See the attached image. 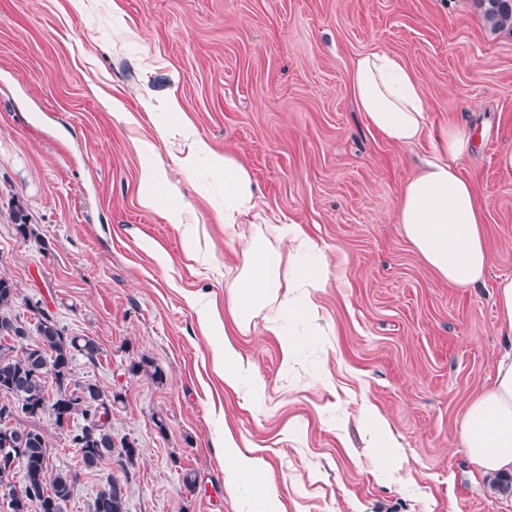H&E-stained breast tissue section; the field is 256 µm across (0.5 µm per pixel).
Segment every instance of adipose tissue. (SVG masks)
Here are the masks:
<instances>
[{"label":"adipose tissue","instance_id":"1","mask_svg":"<svg viewBox=\"0 0 512 512\" xmlns=\"http://www.w3.org/2000/svg\"><path fill=\"white\" fill-rule=\"evenodd\" d=\"M350 91L366 125L386 141L409 146L430 140L432 158L401 191L397 222L406 239L437 276L458 288L480 284L490 265L483 229L484 215L474 188L460 173L461 161L473 148L469 132L456 125L433 128L424 94L416 79L384 50L367 52L354 63ZM176 132L188 143L177 160L184 177H191L199 155L212 157L228 196L224 221L239 223L255 205L250 172L233 159L212 154L191 123ZM269 233L288 239L289 250L268 246L264 238L242 248V267L227 285V305L238 328H247L254 313L279 303L286 315H312V296L324 288L329 265L313 256L300 225H272ZM467 457L490 475L512 474V350L498 361L493 384L469 406L459 430ZM226 473L233 484L247 487L264 512H275V493L263 462L243 453L232 435L224 437Z\"/></svg>","mask_w":512,"mask_h":512}]
</instances>
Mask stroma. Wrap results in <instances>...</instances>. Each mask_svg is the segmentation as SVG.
Instances as JSON below:
<instances>
[{
    "label": "stroma",
    "instance_id": "obj_1",
    "mask_svg": "<svg viewBox=\"0 0 512 512\" xmlns=\"http://www.w3.org/2000/svg\"><path fill=\"white\" fill-rule=\"evenodd\" d=\"M377 49L415 76L433 126L472 131L461 170L491 255L476 287L441 281L396 222L429 144L397 146L366 126L352 66ZM170 96L180 113L162 108ZM186 120L249 170L258 199L239 224L220 220L224 179L208 159L192 179L178 172L169 130ZM509 151L512 32L491 31L474 0H0V275L18 288L11 312L30 322L40 303L68 335L99 344L74 378L121 394L112 432L141 451L125 470L113 459L83 469L43 415L53 469L78 474L63 512H90L111 476L127 512H245L243 489L225 477L228 433L263 460L280 512H512V493L458 442L504 342L494 288L512 276V170L499 163ZM159 163L168 183L142 186L141 167ZM172 181L201 256L140 203L170 198ZM17 204L35 237L17 234ZM265 217L301 225L330 263L316 320L288 323L289 366L267 330L279 306L242 331L224 296L225 269L239 267ZM200 305L225 336L207 335ZM227 341L256 372L247 392L214 366ZM134 361L144 364L135 374ZM375 414L392 436L385 454L371 445Z\"/></svg>",
    "mask_w": 512,
    "mask_h": 512
}]
</instances>
